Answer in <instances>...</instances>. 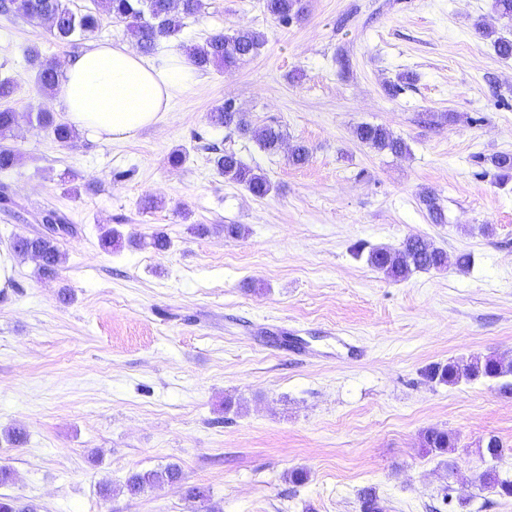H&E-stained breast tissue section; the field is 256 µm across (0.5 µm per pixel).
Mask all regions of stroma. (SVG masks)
Returning a JSON list of instances; mask_svg holds the SVG:
<instances>
[{
  "label": "stroma",
  "mask_w": 512,
  "mask_h": 512,
  "mask_svg": "<svg viewBox=\"0 0 512 512\" xmlns=\"http://www.w3.org/2000/svg\"><path fill=\"white\" fill-rule=\"evenodd\" d=\"M204 3L185 44L250 27L265 35L260 53L198 73L133 139L69 146L36 126L39 111L65 113L23 51L61 63L71 47L0 15V78L14 81L7 104L21 117L19 161L0 172L13 200L0 206V249L41 232L47 210L75 227L57 278L20 255L0 290V464L16 475L0 496L40 512H189L188 483L209 487L217 512H361L366 490L384 512H512L477 482L490 467L512 478V394L496 379L424 376L452 360L512 361V180L499 185L490 163L512 153V59L474 24L510 37L512 25L492 0H307L285 27L260 0ZM406 74L412 84L389 96ZM228 99L252 128L279 127L284 149L213 125ZM365 123L408 152L360 144ZM298 142L311 151L301 167L287 152ZM213 144L271 193L225 180ZM179 148L187 160L171 166ZM425 191L447 223H431ZM148 196L158 208L143 207ZM105 227L122 247H101ZM158 231L167 250L149 244ZM411 235L443 249L447 268L396 282L356 253ZM463 252L466 271L454 264ZM13 426L23 445L6 439ZM431 428L455 448L426 453ZM492 435L495 460L479 452ZM170 463L183 484L122 493L131 473ZM295 469L305 484L289 481Z\"/></svg>",
  "instance_id": "obj_1"
}]
</instances>
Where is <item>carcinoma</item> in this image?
Listing matches in <instances>:
<instances>
[{
	"instance_id": "cac0c4a2",
	"label": "carcinoma",
	"mask_w": 512,
	"mask_h": 512,
	"mask_svg": "<svg viewBox=\"0 0 512 512\" xmlns=\"http://www.w3.org/2000/svg\"><path fill=\"white\" fill-rule=\"evenodd\" d=\"M93 7L75 11L66 0H0V14L13 15L38 21L46 26L49 35L56 42L76 46L78 42L96 35L102 16H109L125 24L127 34L133 38L139 51L144 55L155 53L162 42L180 43L184 19L199 14L204 7L203 0H92ZM264 11L280 25H289L303 14L301 0H263ZM265 43L264 33L249 27H241L231 34L217 32L202 44L187 49L190 63L198 70L210 68L232 69L240 63L256 56ZM29 66L36 70L39 89L46 95L59 90V74L55 65L44 61L38 50L28 47L24 51ZM38 128L49 132L61 144H68L78 138L79 132L65 121H60L50 112H40L36 117ZM213 124L235 126L239 130L249 131L243 113L230 102H224L210 115ZM17 123V115L8 108L0 110V171L13 168L18 162V153L12 147L4 145L11 139ZM355 135L360 142L378 152L387 151L393 155L408 152L406 142L394 136L380 125L362 124L356 127ZM253 137L261 148L270 154L277 152L282 145L280 130L265 126L253 131ZM211 162L219 174L241 184L255 197L267 196L273 186L268 178L245 164L232 150L211 147ZM497 170L499 179L512 178V154L498 153L490 158ZM428 217L433 224L447 222L444 210L431 192L420 195ZM59 232L23 243L26 248L40 253L43 262L39 264V274L44 278L58 275L62 263V253L57 244ZM367 262L383 271L394 280L408 278L411 274L432 269H442L448 264L446 253L428 240L411 236L397 247L374 248L369 251ZM426 379L432 382L457 384L462 380L483 378H503L500 389L512 394V382L506 377L512 376V362H504L496 357H487L470 364L450 361L446 365H435L424 371ZM421 446L431 453L443 455L454 447L447 432L428 429L421 435ZM184 480L181 468L168 464L163 468L131 474L124 490L129 496L143 493L146 489L164 483H180ZM479 487L494 488L498 495L512 497V480L500 479L487 470L479 475ZM185 499L190 503L191 512H215L210 506V491L200 485L185 487ZM0 512H38V506L31 502H21L15 498L0 497Z\"/></svg>"
}]
</instances>
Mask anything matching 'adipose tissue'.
I'll use <instances>...</instances> for the list:
<instances>
[{
	"label": "adipose tissue",
	"instance_id": "1",
	"mask_svg": "<svg viewBox=\"0 0 512 512\" xmlns=\"http://www.w3.org/2000/svg\"><path fill=\"white\" fill-rule=\"evenodd\" d=\"M195 80L194 67L180 52L151 61L125 44H97L65 59L60 100L67 122L83 134L126 141L161 121L175 90Z\"/></svg>",
	"mask_w": 512,
	"mask_h": 512
}]
</instances>
